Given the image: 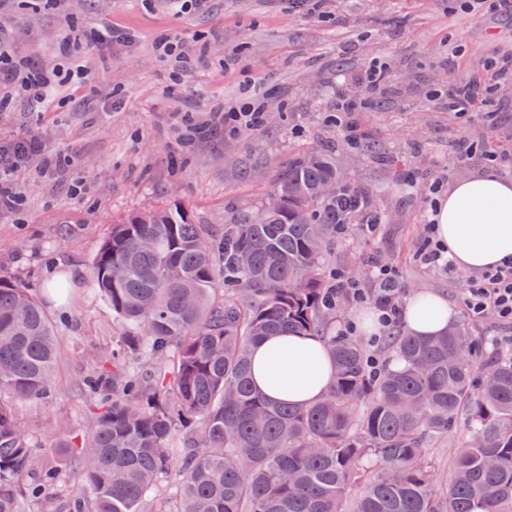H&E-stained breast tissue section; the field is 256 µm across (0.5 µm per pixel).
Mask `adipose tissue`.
<instances>
[{
	"instance_id": "adipose-tissue-1",
	"label": "adipose tissue",
	"mask_w": 512,
	"mask_h": 512,
	"mask_svg": "<svg viewBox=\"0 0 512 512\" xmlns=\"http://www.w3.org/2000/svg\"><path fill=\"white\" fill-rule=\"evenodd\" d=\"M430 219L435 237L459 268L481 271L512 258V178L484 170L451 182ZM456 308L428 291L410 293L403 327L416 336H438L454 326ZM335 366L318 336H268L253 347L252 381L271 399L309 405L332 387Z\"/></svg>"
}]
</instances>
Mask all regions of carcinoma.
I'll list each match as a JSON object with an SVG mask.
<instances>
[{
    "label": "carcinoma",
    "mask_w": 512,
    "mask_h": 512,
    "mask_svg": "<svg viewBox=\"0 0 512 512\" xmlns=\"http://www.w3.org/2000/svg\"><path fill=\"white\" fill-rule=\"evenodd\" d=\"M353 194L378 223L329 156L300 153L220 233L178 205L112 225L92 288L122 334L80 380L97 410L64 444L74 489L13 404L53 399L58 326L0 274V512L28 498L41 512H512V352L494 347L486 362L458 325L395 331L404 368L372 375L363 344L336 333L324 266L336 198ZM290 332L323 338L336 367L308 407L251 381L253 346ZM450 435L445 480L427 456Z\"/></svg>",
    "instance_id": "1"
}]
</instances>
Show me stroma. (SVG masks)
<instances>
[{"instance_id":"35a3bbf8","label":"stroma","mask_w":512,"mask_h":512,"mask_svg":"<svg viewBox=\"0 0 512 512\" xmlns=\"http://www.w3.org/2000/svg\"><path fill=\"white\" fill-rule=\"evenodd\" d=\"M323 10L311 16L292 0H212L207 12L179 14L168 0H0L10 56L55 82L53 111L31 109L17 79L0 112V138L32 132L50 151L15 173L20 209L0 211V273L17 277L59 327L53 403L16 406L33 442L53 449L59 429L84 431L85 355L119 333L91 286V261L113 222L177 203L196 223L223 228L241 209L258 207L277 165L302 151L330 150L380 215L370 236L336 239L328 269L361 280L371 262L388 264L403 292L428 290L459 308L476 343L512 336V326L463 313L469 271L450 277L414 259L437 166L463 141L512 153V84L492 87L488 106L498 121L490 129L449 112L445 95L449 79L479 80L488 62L512 58V0H323ZM69 20L77 26L70 39ZM106 24L134 32L135 44L98 54L91 36ZM171 30L182 32L187 53L207 48L205 64L177 82L155 51ZM76 53L95 76L91 90L69 72ZM374 59L388 63L390 77L385 95L355 115L370 141L362 150L326 117L338 87L359 93L357 75ZM255 82L263 126L226 135L214 113ZM389 157L400 175L389 173ZM62 273L73 294L56 302L45 284Z\"/></svg>"}]
</instances>
